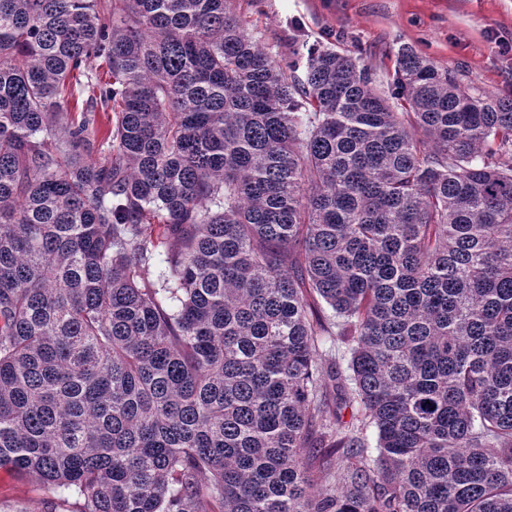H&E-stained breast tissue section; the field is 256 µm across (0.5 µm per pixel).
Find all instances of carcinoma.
Returning <instances> with one entry per match:
<instances>
[{
	"mask_svg": "<svg viewBox=\"0 0 512 512\" xmlns=\"http://www.w3.org/2000/svg\"><path fill=\"white\" fill-rule=\"evenodd\" d=\"M375 83L241 0H0V467L83 512H512V99L409 47Z\"/></svg>",
	"mask_w": 512,
	"mask_h": 512,
	"instance_id": "cac0c4a2",
	"label": "carcinoma"
}]
</instances>
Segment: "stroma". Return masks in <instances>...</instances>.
I'll list each match as a JSON object with an SVG mask.
<instances>
[{"label":"stroma","mask_w":512,"mask_h":512,"mask_svg":"<svg viewBox=\"0 0 512 512\" xmlns=\"http://www.w3.org/2000/svg\"><path fill=\"white\" fill-rule=\"evenodd\" d=\"M245 16L277 58L331 46L375 66L383 89L408 46L463 87L512 98V0H254ZM81 509L72 491L0 468V512Z\"/></svg>","instance_id":"35a3bbf8"}]
</instances>
